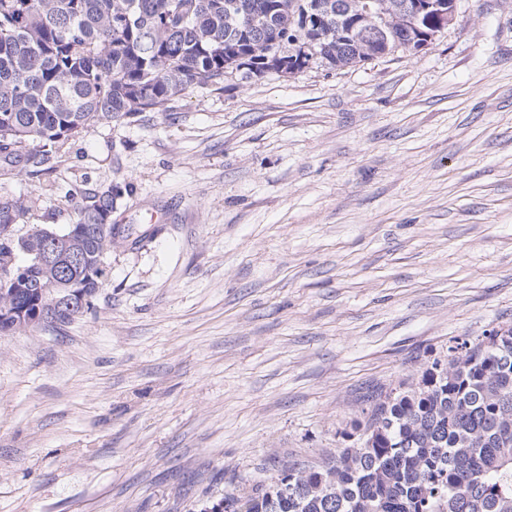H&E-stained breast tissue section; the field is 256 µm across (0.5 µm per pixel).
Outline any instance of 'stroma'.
I'll return each mask as SVG.
<instances>
[{"label":"stroma","instance_id":"obj_1","mask_svg":"<svg viewBox=\"0 0 512 512\" xmlns=\"http://www.w3.org/2000/svg\"><path fill=\"white\" fill-rule=\"evenodd\" d=\"M119 185L92 307L0 335V512H205L350 445L372 395L512 325V0L414 55L230 81L100 122L38 176Z\"/></svg>","mask_w":512,"mask_h":512}]
</instances>
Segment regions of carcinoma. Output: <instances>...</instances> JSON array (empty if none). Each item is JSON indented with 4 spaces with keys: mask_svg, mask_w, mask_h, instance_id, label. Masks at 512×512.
Segmentation results:
<instances>
[{
    "mask_svg": "<svg viewBox=\"0 0 512 512\" xmlns=\"http://www.w3.org/2000/svg\"><path fill=\"white\" fill-rule=\"evenodd\" d=\"M402 2L0 0V156L33 176L52 149L94 122L165 112L230 77L415 54L422 35L448 29V16L431 9L413 17ZM377 24L387 41L368 35ZM123 195L112 186L87 196L58 231L83 244L85 263L71 285L35 263L16 236L33 202L0 196V271L50 288L46 297L10 298L3 289L15 284L0 279V305L43 310L74 287L86 301L66 319L88 311L115 244L100 226L112 223ZM353 427L351 446L320 465L282 464L251 494L224 496L223 512H512V327L453 340L446 358L377 395ZM285 480L293 487L286 498L278 492Z\"/></svg>",
    "mask_w": 512,
    "mask_h": 512,
    "instance_id": "cac0c4a2",
    "label": "carcinoma"
}]
</instances>
